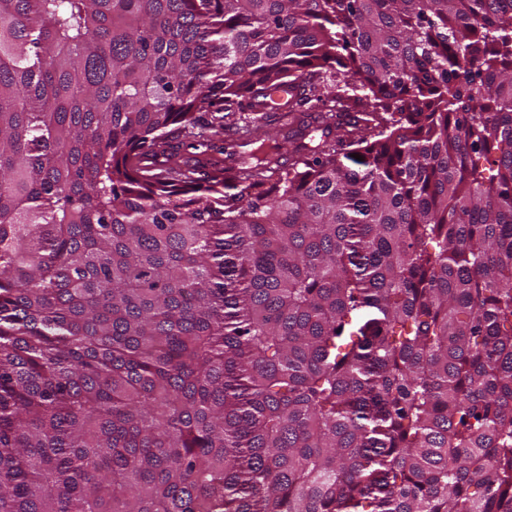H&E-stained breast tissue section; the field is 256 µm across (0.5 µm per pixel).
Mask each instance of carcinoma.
<instances>
[{
  "instance_id": "cac0c4a2",
  "label": "carcinoma",
  "mask_w": 512,
  "mask_h": 512,
  "mask_svg": "<svg viewBox=\"0 0 512 512\" xmlns=\"http://www.w3.org/2000/svg\"><path fill=\"white\" fill-rule=\"evenodd\" d=\"M0 512H512V0H0Z\"/></svg>"
}]
</instances>
